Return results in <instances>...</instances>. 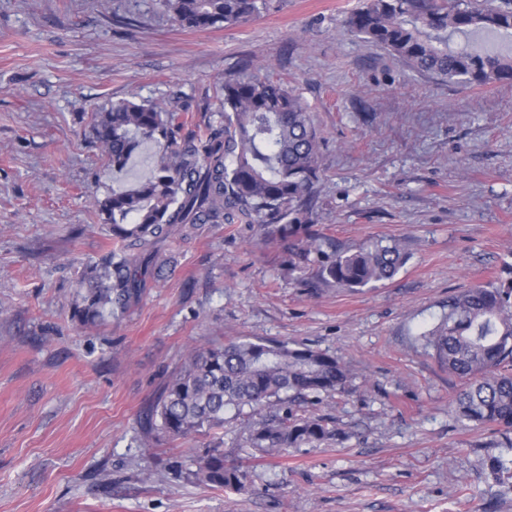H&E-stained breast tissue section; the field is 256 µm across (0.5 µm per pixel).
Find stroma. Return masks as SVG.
Returning <instances> with one entry per match:
<instances>
[{
	"instance_id": "stroma-1",
	"label": "stroma",
	"mask_w": 512,
	"mask_h": 512,
	"mask_svg": "<svg viewBox=\"0 0 512 512\" xmlns=\"http://www.w3.org/2000/svg\"><path fill=\"white\" fill-rule=\"evenodd\" d=\"M359 0H273L241 26H182L160 0H0V512H512L497 431L457 422L461 387L415 340L448 297L512 281V84L443 83L343 26ZM272 77L308 105L323 140L321 252L289 271L245 218L164 248L138 299L97 325L71 319L84 264L114 244L92 207L146 179L151 144L120 172L88 117L151 99L203 133L228 77ZM378 241L409 259L356 291L317 282L322 252ZM277 339L350 367L307 413L341 442L252 454L250 421L186 439L143 418L188 355ZM221 447L247 490L188 478Z\"/></svg>"
}]
</instances>
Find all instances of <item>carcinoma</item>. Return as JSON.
<instances>
[{
    "label": "carcinoma",
    "instance_id": "carcinoma-1",
    "mask_svg": "<svg viewBox=\"0 0 512 512\" xmlns=\"http://www.w3.org/2000/svg\"><path fill=\"white\" fill-rule=\"evenodd\" d=\"M181 25L205 30L249 22L269 0H164ZM348 30L419 73L441 81L494 86L512 81V54L454 36L512 33V0H364ZM220 121L204 136L182 139L174 112L142 100L111 102L91 116V130L112 168H124L143 141L154 144L152 175L131 190L94 200L119 248L87 267L75 284L72 318L93 325L123 311L164 261L169 239L198 224L241 215L266 242L301 269L317 248L316 184L322 138L299 95L269 79L228 78ZM407 256L395 245L340 252L318 268L330 286L358 290L394 278ZM416 340L437 364L464 381L451 404L466 424L512 431V285L476 284L448 297V313L422 327ZM348 367L336 356L284 341L230 340L194 351L151 406L144 426L172 439L224 426V414L260 415L241 447L262 454L299 448L341 433L329 420L299 412L308 398L341 392ZM214 488L246 487L248 471L215 447L188 473Z\"/></svg>",
    "mask_w": 512,
    "mask_h": 512
}]
</instances>
